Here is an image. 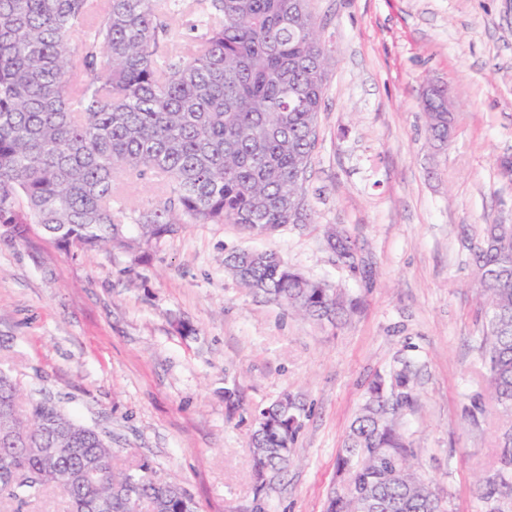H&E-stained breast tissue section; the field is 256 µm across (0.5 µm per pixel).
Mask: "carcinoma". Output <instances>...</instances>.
<instances>
[{
    "instance_id": "cac0c4a2",
    "label": "carcinoma",
    "mask_w": 512,
    "mask_h": 512,
    "mask_svg": "<svg viewBox=\"0 0 512 512\" xmlns=\"http://www.w3.org/2000/svg\"><path fill=\"white\" fill-rule=\"evenodd\" d=\"M0 0V235L38 224L62 250H121L144 259L184 224H235L269 235L313 223L305 191L334 56L310 0ZM190 15L186 31L169 20ZM423 109L429 142H452L456 116ZM149 178L158 200L140 210L126 185ZM352 274L351 236L327 232ZM483 314L488 400L500 414L499 465L486 499L512 496V224H485L472 247ZM224 268L247 288L319 324L355 303L290 267L275 250H238ZM408 364L378 379L337 458L326 512H445L418 472L398 415L414 403ZM305 407L286 395L253 413L259 476L292 462ZM97 430L48 401H25L0 368V498L55 489L68 512H198L190 492L141 459L93 484L112 463Z\"/></svg>"
}]
</instances>
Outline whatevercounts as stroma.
Instances as JSON below:
<instances>
[{
  "label": "stroma",
  "mask_w": 512,
  "mask_h": 512,
  "mask_svg": "<svg viewBox=\"0 0 512 512\" xmlns=\"http://www.w3.org/2000/svg\"><path fill=\"white\" fill-rule=\"evenodd\" d=\"M336 57L306 183L311 224L249 236L188 224L148 261L64 252L39 225L0 241V367L107 436L114 462L148 458L200 512H324L346 429L378 375L412 361L406 437L448 512H512L482 499L499 450L479 407L484 367L467 235L512 224V0H315ZM448 84L457 127L430 150L423 86ZM343 227L365 275L324 240ZM236 249L278 251L355 299L346 324L291 315L224 268ZM185 330H178L177 321ZM237 387L234 404L224 390ZM306 405L297 465L257 480L254 411Z\"/></svg>",
  "instance_id": "1"
}]
</instances>
